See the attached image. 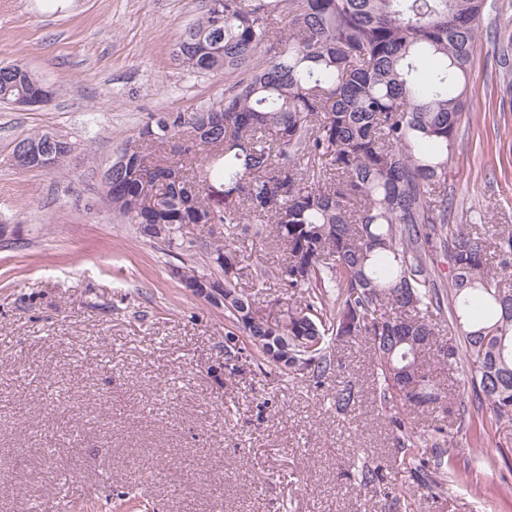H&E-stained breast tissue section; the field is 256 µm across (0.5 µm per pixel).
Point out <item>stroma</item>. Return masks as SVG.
<instances>
[{
	"instance_id": "stroma-1",
	"label": "stroma",
	"mask_w": 512,
	"mask_h": 512,
	"mask_svg": "<svg viewBox=\"0 0 512 512\" xmlns=\"http://www.w3.org/2000/svg\"><path fill=\"white\" fill-rule=\"evenodd\" d=\"M469 67L467 101L443 184L448 221L486 216L512 228V81L497 65L512 0H490ZM202 0H0V63L24 64L53 103L0 102V512H512V426L482 421L474 392L452 414L448 481L406 469L371 389L360 344L342 349L357 380L337 414L336 379L282 377L244 346L224 359L223 299L182 288L172 270L214 277L211 237L183 227L172 249L116 215L102 177L147 113L220 96L223 76H188L171 48ZM51 132L72 152L64 172L16 165L13 147ZM277 254L255 241L239 286L262 314L299 297L253 271ZM339 376V377H340ZM380 467L360 498L343 471ZM334 400L337 412L344 413L354 409L358 402V391L355 384L349 380L340 381L336 386Z\"/></svg>"
}]
</instances>
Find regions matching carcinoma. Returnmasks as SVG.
<instances>
[{
  "instance_id": "obj_1",
  "label": "carcinoma",
  "mask_w": 512,
  "mask_h": 512,
  "mask_svg": "<svg viewBox=\"0 0 512 512\" xmlns=\"http://www.w3.org/2000/svg\"><path fill=\"white\" fill-rule=\"evenodd\" d=\"M487 0H204L172 50L193 75L224 74V94L180 112H155L141 144L116 153L104 179L112 209L170 247L186 224H222L210 258L224 271V355L244 336L286 376L320 384L340 370L332 340L366 341L376 366L374 396L387 413L407 465L448 474L445 428H418L410 408L442 407L430 364L469 367L470 384L492 421L512 425V229L489 238L448 224L442 190L465 104L468 65ZM42 82L23 64L0 65V101ZM199 112L224 121L199 127ZM173 152L224 186V207L188 190L194 183ZM54 152L59 171L71 146L48 133L18 140ZM263 224L279 250L260 270L303 298L282 318L261 314L238 290L246 231ZM448 262L440 283L432 253ZM497 258L489 266V257ZM264 336L288 337V362L268 356ZM462 338L459 349L453 337ZM336 411L358 402L351 381ZM432 457H427V454ZM358 485L383 483L363 467Z\"/></svg>"
}]
</instances>
